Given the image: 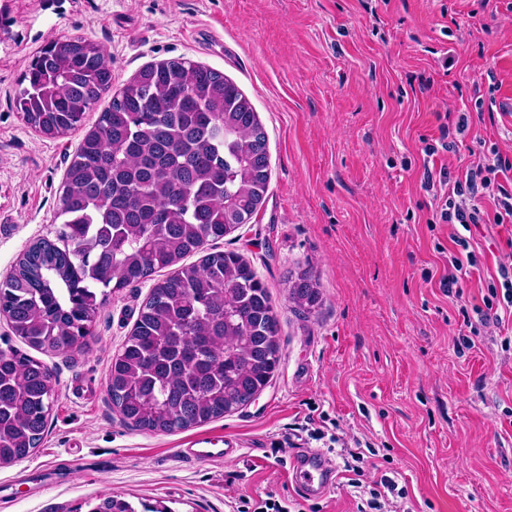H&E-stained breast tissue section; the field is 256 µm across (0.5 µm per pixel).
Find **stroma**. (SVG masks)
Instances as JSON below:
<instances>
[{"label": "stroma", "mask_w": 512, "mask_h": 512, "mask_svg": "<svg viewBox=\"0 0 512 512\" xmlns=\"http://www.w3.org/2000/svg\"><path fill=\"white\" fill-rule=\"evenodd\" d=\"M72 37L103 47L117 81L184 57L251 101L267 134L266 199L203 250L239 252L267 284L281 361L230 415L172 434L130 429L106 383L151 285L108 294L88 344L44 359L45 437L0 466V512H87L110 489L173 512H237L269 492L303 512H357L342 459L318 499L277 463L275 441L308 417L326 434L308 448L370 445L366 463L403 487L408 512H512V315L476 337L464 322L512 253V226L436 223L421 143L448 110L468 117L435 158L452 176L492 149L512 156V0H0V278L31 242L55 239L66 169L110 102L55 139L16 109L31 60ZM461 232L479 265L456 296L440 280ZM303 271L320 291L308 313L289 298ZM210 431L235 437L238 455H177Z\"/></svg>", "instance_id": "1"}]
</instances>
